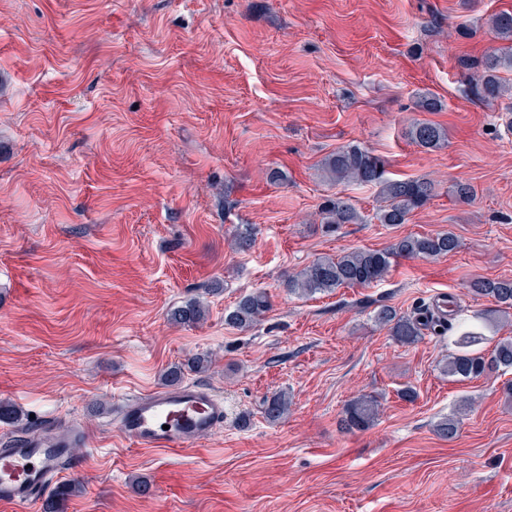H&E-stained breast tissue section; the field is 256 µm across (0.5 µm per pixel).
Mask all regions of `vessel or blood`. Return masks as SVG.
Instances as JSON below:
<instances>
[{
    "mask_svg": "<svg viewBox=\"0 0 512 512\" xmlns=\"http://www.w3.org/2000/svg\"><path fill=\"white\" fill-rule=\"evenodd\" d=\"M227 415L212 389L184 385L126 400L117 408L115 430L140 448L176 449L213 433ZM89 437L87 428L71 423L15 441L0 453V505L34 502L52 480L78 469L75 451Z\"/></svg>",
    "mask_w": 512,
    "mask_h": 512,
    "instance_id": "b4317fda",
    "label": "vessel or blood"
}]
</instances>
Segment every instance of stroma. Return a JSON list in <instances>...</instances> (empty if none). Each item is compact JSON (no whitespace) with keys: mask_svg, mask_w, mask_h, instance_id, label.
<instances>
[{"mask_svg":"<svg viewBox=\"0 0 512 512\" xmlns=\"http://www.w3.org/2000/svg\"><path fill=\"white\" fill-rule=\"evenodd\" d=\"M501 10L512 0H0V445L87 426L62 477L83 492L60 512H512V370L455 381L447 336L402 345L374 320L448 294L495 310L470 281L512 277V96L476 100L468 70L499 47L485 19ZM423 94L440 109L420 111ZM426 121L445 145L412 142ZM348 144L435 196L378 223L376 188L323 170ZM338 195L366 221L327 233ZM448 231L456 252L398 260L384 281L286 288L321 256ZM255 289L263 319L225 325ZM195 298L204 321L170 322ZM194 356L211 365L183 381L223 397L224 425L176 450L115 435L119 401ZM279 391L290 407L272 422ZM365 393L378 419L343 432Z\"/></svg>","mask_w":512,"mask_h":512,"instance_id":"35a3bbf8","label":"stroma"}]
</instances>
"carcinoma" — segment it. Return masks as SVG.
I'll return each instance as SVG.
<instances>
[{
	"label": "carcinoma",
	"instance_id": "1",
	"mask_svg": "<svg viewBox=\"0 0 512 512\" xmlns=\"http://www.w3.org/2000/svg\"><path fill=\"white\" fill-rule=\"evenodd\" d=\"M488 28L494 38L508 41L510 45L492 49L478 64L480 70L472 77L471 93L482 102L495 101L508 92L501 72L512 71V12L491 15ZM410 137L418 146L433 149L445 143L446 132L435 123L420 122L412 126ZM324 169L333 182L377 188L380 205L375 218L381 224L407 223L409 216L433 196L434 187L424 180L385 177L383 161L358 144L347 145L327 156ZM321 215L322 223L334 229L364 221L356 207L341 196L327 200ZM458 248L459 241L451 232L403 236L382 249H356L336 257H319L288 275L287 288L292 294L310 296L342 287L367 286L384 280L400 258L440 257ZM469 288L477 296L491 298L499 306L512 308V279L475 278ZM270 306L268 294L256 289L240 297L233 308L225 312L224 323L237 329H248L261 320ZM207 312L204 302L194 300L175 308L171 319L179 324H196L205 319ZM463 313L460 305L452 303L448 305L446 320L442 321L425 311L411 315L400 313L393 306L382 305L375 311L374 319L402 345L422 341L428 330L456 332L451 339L453 350L448 353L445 371L462 381L477 379L501 368H512V340L498 341L488 355L479 349L488 341L485 330L493 326V312H478L467 319L463 318ZM205 366V359L195 357L183 367L170 369L165 375L166 383L177 384L183 379L185 370L198 371ZM379 407L376 396L360 395L343 409V428L350 432L369 428L379 415ZM287 413L285 394L275 393L265 399L264 414L268 420L278 421ZM458 428L459 419L455 415L444 417L436 424V431L450 439L457 434Z\"/></svg>",
	"mask_w": 512,
	"mask_h": 512
}]
</instances>
